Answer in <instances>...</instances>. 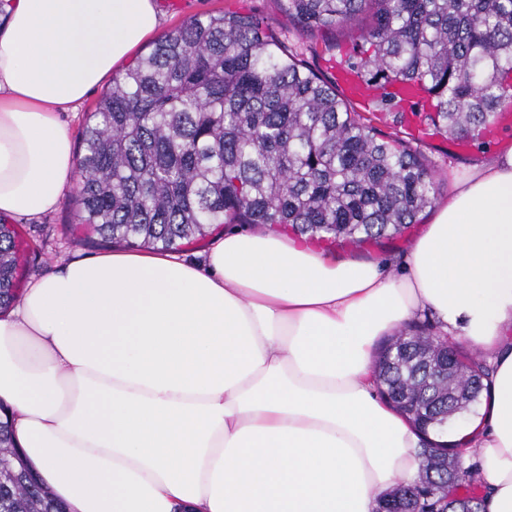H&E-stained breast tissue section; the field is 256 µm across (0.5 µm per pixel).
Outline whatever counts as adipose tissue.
Masks as SVG:
<instances>
[{
	"label": "adipose tissue",
	"instance_id": "1",
	"mask_svg": "<svg viewBox=\"0 0 512 512\" xmlns=\"http://www.w3.org/2000/svg\"><path fill=\"white\" fill-rule=\"evenodd\" d=\"M0 218L54 212L62 119L156 36L155 0H5ZM377 254L233 227L199 258L75 254L0 315V406L66 512H377L423 435L377 392L378 340L427 315L493 364L448 443L512 512V149L453 177L400 274Z\"/></svg>",
	"mask_w": 512,
	"mask_h": 512
}]
</instances>
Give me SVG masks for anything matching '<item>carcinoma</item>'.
Here are the masks:
<instances>
[{
  "label": "carcinoma",
  "instance_id": "carcinoma-1",
  "mask_svg": "<svg viewBox=\"0 0 512 512\" xmlns=\"http://www.w3.org/2000/svg\"><path fill=\"white\" fill-rule=\"evenodd\" d=\"M301 29L367 15L350 68L370 85L424 86L436 132L471 139L512 103V0H283ZM80 223L102 242L175 249L210 225L288 229L355 247L392 239L435 205L412 145L352 112L336 89L253 15L226 10L161 36L112 78L81 132ZM17 228L0 219V310L17 300ZM428 319L379 348L377 388L424 433L475 403L489 378ZM477 463L445 446L408 486L404 512H484ZM0 512H65L0 423Z\"/></svg>",
  "mask_w": 512,
  "mask_h": 512
}]
</instances>
